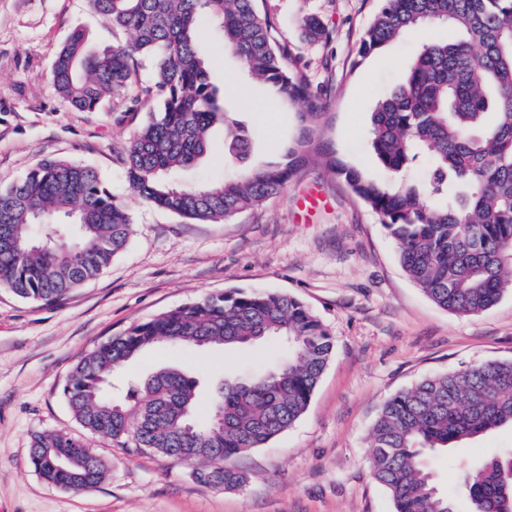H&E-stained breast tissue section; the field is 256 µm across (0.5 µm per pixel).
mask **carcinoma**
Listing matches in <instances>:
<instances>
[{
	"label": "carcinoma",
	"instance_id": "cac0c4a2",
	"mask_svg": "<svg viewBox=\"0 0 512 512\" xmlns=\"http://www.w3.org/2000/svg\"><path fill=\"white\" fill-rule=\"evenodd\" d=\"M90 9L130 42L86 50L74 29L57 55L51 81L78 111L128 94L138 62L153 63L158 111L124 149L131 193L179 218L230 222L262 205L310 163L342 179L380 219L401 265L439 308L476 315L512 288V0H381L359 47L364 58L406 32L444 23L451 41L426 40L401 83L372 112L369 145L401 176L379 184L346 166L315 135L326 108L262 17L257 0H89ZM215 27L242 74L267 86L276 104L302 106L299 137L284 159L254 166V134L224 107L200 44ZM304 37L326 40L321 20H301ZM222 127L224 156L235 172L186 183ZM127 205L91 166L48 159L18 184L0 189V288L45 303L64 299L100 276L125 249ZM268 340L287 354L272 368L226 376L198 414L199 380L163 367L129 388L108 390L115 369L144 350L173 344L224 350ZM322 321L298 298L262 289L208 294L112 336L85 354L63 388L79 424L132 453L198 461L197 480L236 491L246 475L227 461L265 447L306 412L332 354ZM512 426V361H488L425 378L388 399L370 430L374 478L395 512H454L423 455ZM68 459L67 467L54 466ZM29 465L63 490H84L106 475L104 463L67 433L35 434ZM472 512H512V455L462 465Z\"/></svg>",
	"mask_w": 512,
	"mask_h": 512
}]
</instances>
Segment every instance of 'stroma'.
Segmentation results:
<instances>
[{"instance_id":"1","label":"stroma","mask_w":512,"mask_h":512,"mask_svg":"<svg viewBox=\"0 0 512 512\" xmlns=\"http://www.w3.org/2000/svg\"><path fill=\"white\" fill-rule=\"evenodd\" d=\"M258 5L313 87L328 91L318 135L347 165L390 182L368 147L372 110L399 84L422 39H449L452 30L432 24L362 59L360 40L379 0ZM307 14L318 16L328 40L302 37L300 20ZM76 27L96 51L126 40L88 0H0V188L44 159L88 164L127 203L132 232L104 274L61 302L28 301L0 288V512H394L369 461L368 434L378 410L426 377L512 360V291L477 315L439 308L402 269L378 216L317 165L228 223H192L140 202L128 188L122 155L159 105L144 92L153 83L152 64L139 60L124 97L108 98L92 112L71 109L50 73ZM201 50L212 62L215 85L255 134L253 161L279 160L298 132L295 108L271 106L267 88L238 79V63L219 39ZM312 182L321 185L326 204L302 223L296 200ZM254 288L300 299L331 333L334 350L302 418L266 447L235 458L248 476L244 488L201 484L196 463L127 454L75 420L62 390L94 346L205 295ZM279 352L276 342L221 353L152 348L114 373V394L124 396L130 383L163 365L191 367L208 390L225 375L265 366ZM44 431L81 438L108 466L105 480L78 491L44 480L28 464L31 438ZM510 449L507 425L430 453L426 464L457 512H468L458 459L482 461Z\"/></svg>"}]
</instances>
